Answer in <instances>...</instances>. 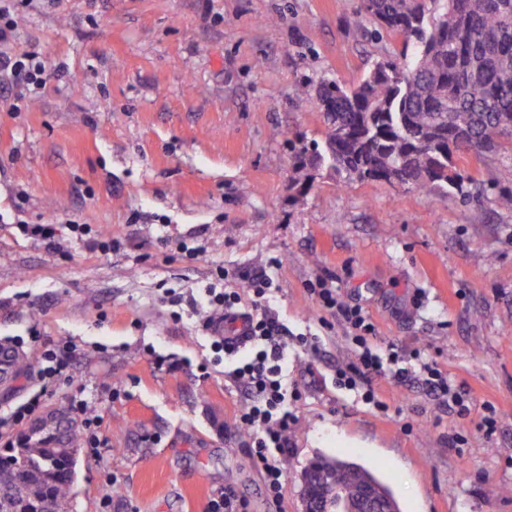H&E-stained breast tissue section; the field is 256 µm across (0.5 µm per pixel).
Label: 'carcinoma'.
Wrapping results in <instances>:
<instances>
[{
    "label": "carcinoma",
    "mask_w": 512,
    "mask_h": 512,
    "mask_svg": "<svg viewBox=\"0 0 512 512\" xmlns=\"http://www.w3.org/2000/svg\"><path fill=\"white\" fill-rule=\"evenodd\" d=\"M356 17L362 28L401 37V50L352 88L320 79L328 131L321 143L289 140L298 179L325 165L346 182H401L470 199L461 156L512 138V0H368ZM498 185L499 207L512 212V164ZM66 423L64 438L48 433L0 454V512H29L47 498L68 512L79 448L76 423ZM314 467L324 473L321 507L371 486L389 512H402L372 469L340 457H319L305 471Z\"/></svg>",
    "instance_id": "obj_1"
}]
</instances>
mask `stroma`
<instances>
[{"mask_svg":"<svg viewBox=\"0 0 512 512\" xmlns=\"http://www.w3.org/2000/svg\"><path fill=\"white\" fill-rule=\"evenodd\" d=\"M358 0H57L24 11L11 53L38 52L44 89L0 92V339L38 328L73 338L70 378L42 417L82 395L108 446L80 453L70 512H205L223 491L267 512L263 482L234 426L250 394L201 376L217 271L278 261L276 310L319 353L289 348L297 423L283 512H302V474L342 453L377 470L403 512H512V214L496 202L512 149L464 157L473 197L398 184L339 185L329 169L294 184L288 139L323 140L314 87L353 86L400 39L374 40ZM57 220L62 251L16 226ZM112 234L87 249L68 227ZM333 283L376 325L375 344L419 348L454 379L467 417L418 381L373 380L381 413L334 384L354 353L309 287ZM180 304H171L172 296ZM119 389L120 398L109 395ZM493 434L478 430L487 408ZM463 436L457 446L449 438Z\"/></svg>","mask_w":512,"mask_h":512,"instance_id":"35a3bbf8","label":"stroma"}]
</instances>
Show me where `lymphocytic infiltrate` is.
<instances>
[{
  "label": "lymphocytic infiltrate",
  "instance_id": "obj_1",
  "mask_svg": "<svg viewBox=\"0 0 512 512\" xmlns=\"http://www.w3.org/2000/svg\"><path fill=\"white\" fill-rule=\"evenodd\" d=\"M32 2L0 0V74L8 75L12 85L39 90L46 86L48 74L38 56L4 50L14 37L20 10ZM241 278L247 283L243 292L235 288H209V311L204 326L212 328L217 321L236 315L248 323L244 345L236 346L220 337L213 340L212 347L215 353L224 354L232 361L226 378L252 395L251 402L238 411L235 426L247 437L245 446L262 475L270 512H281L287 480L283 462L290 448L289 434L296 424V416L288 406V329L272 307V278L262 271L245 272ZM310 292L323 308L336 312L356 349V360L336 369L338 387L353 392L363 404L380 410L384 404L372 386L373 378L385 376L400 385L415 379L443 403L456 406L459 415H466L460 391L434 359L418 349L392 348L385 354L373 349L371 340L376 335V326L363 308L340 302L336 290L323 281L313 285ZM27 344L38 348L37 367L30 375L36 390L11 410L7 418L0 420V425L8 428L23 427L36 420L48 391L64 376L79 350L72 340L42 343L35 331L28 338L16 337L10 341L15 350Z\"/></svg>",
  "mask_w": 512,
  "mask_h": 512
}]
</instances>
